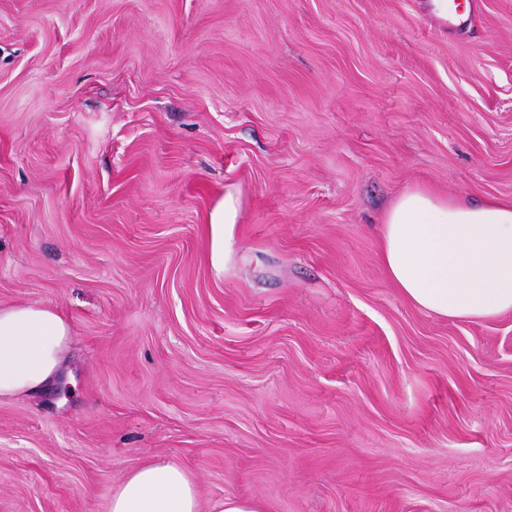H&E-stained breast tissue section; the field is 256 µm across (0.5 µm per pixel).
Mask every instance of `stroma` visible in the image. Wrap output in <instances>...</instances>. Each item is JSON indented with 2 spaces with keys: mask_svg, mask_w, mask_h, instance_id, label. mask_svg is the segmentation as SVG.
Listing matches in <instances>:
<instances>
[{
  "mask_svg": "<svg viewBox=\"0 0 512 512\" xmlns=\"http://www.w3.org/2000/svg\"><path fill=\"white\" fill-rule=\"evenodd\" d=\"M459 14L0 0V306L74 334L0 401V512H109L146 460L200 512H512V311H423L380 262L413 186L512 201V0ZM216 508L217 512H265L259 500L232 496L225 497Z\"/></svg>",
  "mask_w": 512,
  "mask_h": 512,
  "instance_id": "obj_1",
  "label": "stroma"
}]
</instances>
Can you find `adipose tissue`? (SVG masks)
Returning a JSON list of instances; mask_svg holds the SVG:
<instances>
[{
    "mask_svg": "<svg viewBox=\"0 0 512 512\" xmlns=\"http://www.w3.org/2000/svg\"><path fill=\"white\" fill-rule=\"evenodd\" d=\"M380 234L385 273L417 308L469 319L512 310V202L471 205L418 186L394 200ZM71 341L53 306H0V400L50 387ZM109 512H199L197 487L182 467L145 461L124 477Z\"/></svg>",
    "mask_w": 512,
    "mask_h": 512,
    "instance_id": "ef3b65f1",
    "label": "adipose tissue"
}]
</instances>
